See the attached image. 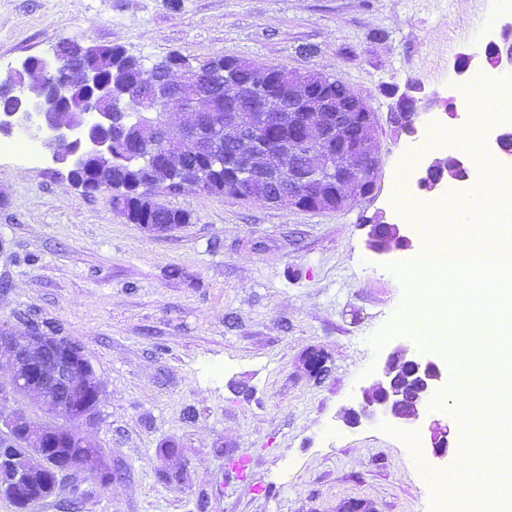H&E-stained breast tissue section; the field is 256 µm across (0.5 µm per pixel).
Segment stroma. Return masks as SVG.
<instances>
[{
	"mask_svg": "<svg viewBox=\"0 0 512 512\" xmlns=\"http://www.w3.org/2000/svg\"><path fill=\"white\" fill-rule=\"evenodd\" d=\"M509 16L504 0H0V77L77 38L147 64L176 52L317 72L378 118L370 199L310 212L186 187L159 195L192 215L164 235L83 192L50 157L0 154V323L48 322L81 344L103 392L80 430L121 473L107 489L96 471L72 473L32 512H341L350 498L431 512L429 471L454 470L464 449L457 434L447 458L430 454L429 422L456 417L445 392L414 424L341 418L391 346L418 347L401 326L414 296L394 271L411 254L372 253L361 226L376 213L407 223L393 204L404 154L469 114L421 113L411 139L387 123L385 87L453 96L468 81L457 55ZM313 350L330 368L319 382L305 365ZM414 433L428 469L403 440ZM171 442L178 457L164 453ZM241 457L243 480L231 470Z\"/></svg>",
	"mask_w": 512,
	"mask_h": 512,
	"instance_id": "obj_1",
	"label": "stroma"
}]
</instances>
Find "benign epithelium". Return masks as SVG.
I'll return each mask as SVG.
<instances>
[{"label":"benign epithelium","instance_id":"obj_1","mask_svg":"<svg viewBox=\"0 0 512 512\" xmlns=\"http://www.w3.org/2000/svg\"><path fill=\"white\" fill-rule=\"evenodd\" d=\"M105 47L81 46L74 40L56 45L49 57L32 56L21 67L0 79V135L20 136L36 141L52 161L69 169V175L85 174L79 187L88 194L112 193V181L101 172L112 168V147L128 139L131 130L139 132L134 142L135 158L145 160L153 171L175 173L182 169V155L194 148L197 133L207 122L205 113L185 106L184 85L173 81L174 70L152 67L148 89L139 99L119 96L103 75ZM512 67V21L501 26L497 38L480 52L461 53L455 67L465 74L473 67L493 70ZM70 67L84 87L79 106H74V89L59 80L60 72ZM166 92L168 105L163 112L151 111L154 93ZM300 84L288 80L273 88L268 99L288 100V140L302 131L312 145L311 166L289 172L292 186L278 193L277 202L303 211L344 210L345 199L372 197L379 170L376 148L375 112L367 101L357 96L349 105L359 113L366 129L358 143L340 139L348 119L343 110L336 116L325 111V101L299 97ZM386 95L392 99L389 123L399 127L409 138L418 133L416 116L422 112L448 110L452 99L428 96L422 88L390 86ZM260 120L232 115L227 122L241 124L242 147L233 153L231 168L236 176L251 177L262 162L270 169L279 167L284 157L260 145L262 128L267 123L266 110L257 111ZM495 143L500 153L512 156V126L498 130ZM472 174L470 164L461 156L449 154L430 162L420 172L416 184L433 193L449 185H464ZM366 245L379 256H389L412 248L403 225L388 223L382 216L366 220ZM14 370L12 393L35 395L42 410L66 422L91 419L101 386L79 343L32 324L23 333L9 325L0 327V362ZM448 370L440 358L411 351L397 344L387 353L376 380L362 390L359 407L344 413L353 426L380 415L405 423L420 419L431 395L447 379ZM70 432L68 426L53 428L37 425L27 415L16 412L0 418L3 447L22 443L23 457L29 462L15 468L8 458L0 459V495L11 496L31 474L30 467L46 459L49 452L58 461L48 477L41 479V492L20 499L19 512H31L37 502L51 496L66 474L83 470L91 457L83 452L59 448L57 444ZM431 448L437 458L451 452V429L435 422L431 426Z\"/></svg>","mask_w":512,"mask_h":512}]
</instances>
